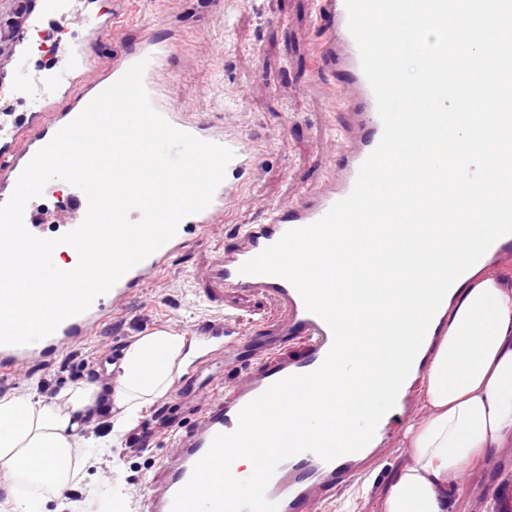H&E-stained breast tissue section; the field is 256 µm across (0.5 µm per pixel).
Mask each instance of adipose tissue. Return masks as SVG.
Masks as SVG:
<instances>
[{
    "label": "adipose tissue",
    "instance_id": "ef3b65f1",
    "mask_svg": "<svg viewBox=\"0 0 512 512\" xmlns=\"http://www.w3.org/2000/svg\"><path fill=\"white\" fill-rule=\"evenodd\" d=\"M435 343L423 393L426 415L406 433L410 462L388 481L382 512H450L448 488L495 448L512 440V283L472 272ZM185 339L154 332L132 342L116 365L113 410L96 438L83 432L100 386L83 381L44 405L0 398V489L15 512H41L69 488L82 448L109 447L142 406L174 381Z\"/></svg>",
    "mask_w": 512,
    "mask_h": 512
}]
</instances>
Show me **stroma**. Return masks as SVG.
<instances>
[{"instance_id":"obj_1","label":"stroma","mask_w":512,"mask_h":512,"mask_svg":"<svg viewBox=\"0 0 512 512\" xmlns=\"http://www.w3.org/2000/svg\"><path fill=\"white\" fill-rule=\"evenodd\" d=\"M315 0H123L116 36L142 24L181 37L172 101L191 116L224 123L245 140L254 159L237 181L223 220L174 255L134 293L127 306L109 313L88 339L66 349L49 368L34 365L0 378V398L26 397L41 384L53 390L93 378L99 350H125L157 331L190 335L220 319L235 333L248 334L276 303L262 294L224 296L223 305L202 302L203 278L222 244L241 221L259 223L275 204L317 191L334 173L341 143L333 130L345 119L329 108L321 79L312 71V43L318 36ZM247 370L236 359L202 365L195 391L174 380L168 392L147 403L119 442L80 449L73 488L43 512H143L149 482L171 446L168 434L190 424L201 399L215 400L222 387ZM391 452L362 470L315 512H381L386 481L409 456L402 434ZM512 481V444L497 448L459 485L450 489L451 512H486Z\"/></svg>"}]
</instances>
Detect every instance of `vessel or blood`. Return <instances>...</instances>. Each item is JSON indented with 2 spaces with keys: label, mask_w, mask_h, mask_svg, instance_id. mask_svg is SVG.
<instances>
[{
  "label": "vessel or blood",
  "mask_w": 512,
  "mask_h": 512,
  "mask_svg": "<svg viewBox=\"0 0 512 512\" xmlns=\"http://www.w3.org/2000/svg\"><path fill=\"white\" fill-rule=\"evenodd\" d=\"M116 15V10L99 8L96 0H85L79 8L73 0H19L6 36L9 77L0 89L17 99L34 82L51 93L63 94L67 105L61 109L50 106L43 112H15L0 122V203L10 197L36 152L98 93L143 59L148 62L143 84L152 107L176 129L225 146L234 157L211 204L184 218L168 243L125 273L87 311L64 320L41 341L0 346V373L4 375L32 363L54 364L69 345L90 336L108 311L125 307L138 288L186 247L190 235L216 223L234 195L233 179L251 163L240 136L225 131L223 125L191 117L169 101L166 80L178 56L177 34H161L145 26L122 38L108 65H96L88 58L90 45L99 43L112 30ZM316 26L320 40L312 66L326 81L333 105L346 114L340 128L343 145L336 171L317 192L273 206L263 223L239 225L233 241L214 257L206 277V301L216 302L226 292L261 293L273 298L280 312L274 318L259 320L250 336L225 339V328L220 323L197 330L193 341L205 361L233 356L249 363L250 371L225 387L220 401L206 405L197 419L177 430L172 452L147 492L146 512H171L175 494L187 484L213 438L233 432L240 411L275 382L319 368L332 346L329 327L306 309L288 280L240 271L243 263L275 244L286 232L313 224L349 195L362 163L382 137L376 98L348 28L345 0H317ZM68 196V206L55 216L62 235L77 228L87 212V199L79 188L69 187ZM408 394V388H400L393 409L383 416L373 439L360 451L330 462L303 452L281 463L266 490L267 498L277 503L278 512H313L316 503L384 455L386 432L400 425L411 410Z\"/></svg>",
  "instance_id": "1"
}]
</instances>
